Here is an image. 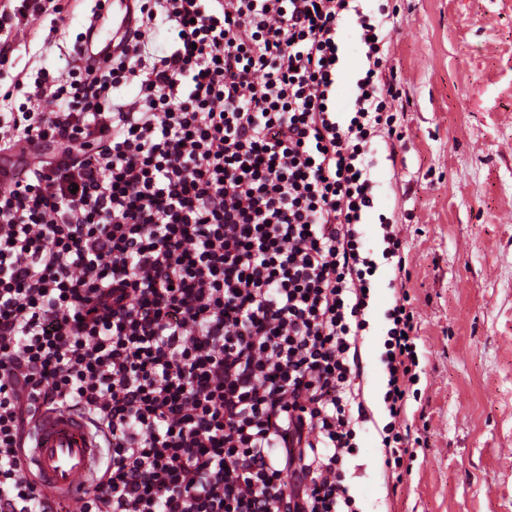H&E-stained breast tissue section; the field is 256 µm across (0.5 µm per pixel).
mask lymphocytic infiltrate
Returning a JSON list of instances; mask_svg holds the SVG:
<instances>
[{
    "label": "lymphocytic infiltrate",
    "mask_w": 512,
    "mask_h": 512,
    "mask_svg": "<svg viewBox=\"0 0 512 512\" xmlns=\"http://www.w3.org/2000/svg\"><path fill=\"white\" fill-rule=\"evenodd\" d=\"M104 65L39 69L0 153V512H42L21 471L41 407L102 431L80 512H357L356 381L378 264L406 270L374 207L369 148L402 93L388 14L360 0H138ZM364 66L334 105L340 31ZM166 29L163 47L146 32ZM81 151H73V144ZM384 464L418 375L408 299L385 313Z\"/></svg>",
    "instance_id": "f902f5d3"
}]
</instances>
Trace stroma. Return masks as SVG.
<instances>
[{
	"instance_id": "1",
	"label": "stroma",
	"mask_w": 512,
	"mask_h": 512,
	"mask_svg": "<svg viewBox=\"0 0 512 512\" xmlns=\"http://www.w3.org/2000/svg\"><path fill=\"white\" fill-rule=\"evenodd\" d=\"M20 25L0 43V88L67 70L88 0ZM390 53L407 111L396 162L374 139L376 212L407 242L406 291L421 372L404 420L420 440L402 479L383 471L387 421L379 360L397 292L380 268L361 339L357 429L346 482L359 512H512V0H389Z\"/></svg>"
}]
</instances>
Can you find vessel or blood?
Here are the masks:
<instances>
[{
	"label": "vessel or blood",
	"mask_w": 512,
	"mask_h": 512,
	"mask_svg": "<svg viewBox=\"0 0 512 512\" xmlns=\"http://www.w3.org/2000/svg\"><path fill=\"white\" fill-rule=\"evenodd\" d=\"M100 17H111L112 30L134 27V0H102ZM101 443L83 415L65 408L39 412L29 431L22 458L23 473L34 480L46 507L84 495L93 484Z\"/></svg>",
	"instance_id": "obj_1"
}]
</instances>
